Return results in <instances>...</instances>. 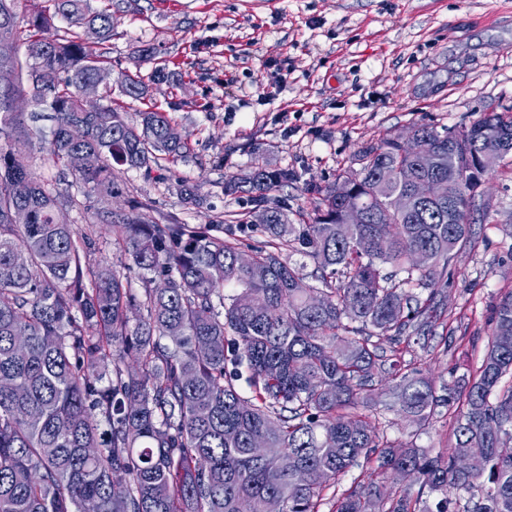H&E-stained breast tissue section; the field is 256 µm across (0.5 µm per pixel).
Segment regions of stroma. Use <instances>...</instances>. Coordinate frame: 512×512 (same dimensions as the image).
<instances>
[{"instance_id": "stroma-1", "label": "stroma", "mask_w": 512, "mask_h": 512, "mask_svg": "<svg viewBox=\"0 0 512 512\" xmlns=\"http://www.w3.org/2000/svg\"><path fill=\"white\" fill-rule=\"evenodd\" d=\"M111 4L112 35L96 50L111 85L137 75L150 88L135 101L113 95L129 121L165 112L189 155L145 172L122 170L112 206L145 203L151 220L221 227L240 243L251 204L225 182L258 162L294 172L284 187L288 220L308 223L320 192L352 167L361 147L427 122L455 128L512 107V0H93ZM478 244L451 263L448 314L401 364L426 362L435 389L476 374L490 318L512 291V172L494 169ZM461 403L425 425L385 405L371 422L384 441L432 453L454 443Z\"/></svg>"}]
</instances>
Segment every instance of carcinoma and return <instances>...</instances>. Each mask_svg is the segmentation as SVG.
<instances>
[{"label":"carcinoma","mask_w":512,"mask_h":512,"mask_svg":"<svg viewBox=\"0 0 512 512\" xmlns=\"http://www.w3.org/2000/svg\"><path fill=\"white\" fill-rule=\"evenodd\" d=\"M16 2L0 0V43L16 44ZM48 2L30 23L25 59L0 56L13 76L0 88V380L10 382L0 386V512H263L269 497L283 512H319L321 492L353 467L359 487L334 512H512V386L501 387L512 378V292L495 308L448 453L381 442L364 414L385 389L396 394L392 410L420 424L453 399L451 388L436 395L421 369L384 359L381 342L426 340L441 319L450 262L479 238V146L496 138L499 163L512 166V109L453 131L413 125L423 143L416 159L393 135L363 147L359 168L321 191L311 224L284 221L279 192L294 173L255 164L224 185L266 213L251 267L239 264L237 239L150 222L141 204L95 213L142 271L140 298L119 272L90 263L94 239L55 214L113 194L115 168L148 173L189 147L168 137L163 112L141 111L134 124L112 101L85 99L101 55L50 30L61 21L102 44L112 9ZM118 91L143 100L148 85L128 75ZM31 100L52 121L44 163L68 170L73 153L98 159L73 172L71 192L31 173ZM421 177L445 181L448 195L393 213L391 197ZM349 191L363 224H345ZM285 247L313 261L319 286L281 259ZM417 252L426 267L413 266ZM226 287L236 293L224 296ZM242 376L249 397L233 383ZM464 448L484 455L481 472L457 467ZM305 468L321 481L299 483ZM402 470L437 498L391 495Z\"/></svg>","instance_id":"cac0c4a2"}]
</instances>
